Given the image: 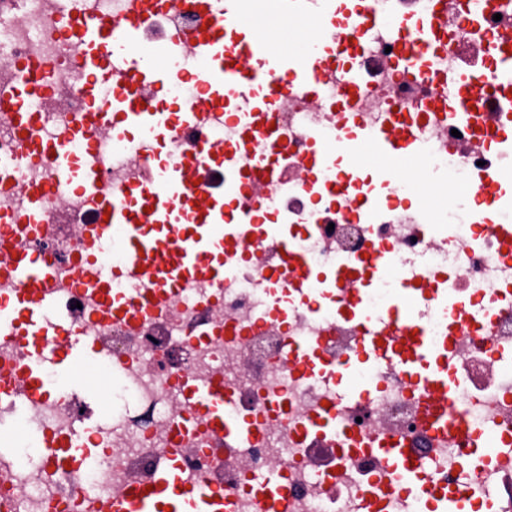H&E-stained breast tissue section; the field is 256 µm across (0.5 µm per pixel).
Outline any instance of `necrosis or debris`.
<instances>
[{
  "label": "necrosis or debris",
  "instance_id": "4bbe7bcc",
  "mask_svg": "<svg viewBox=\"0 0 512 512\" xmlns=\"http://www.w3.org/2000/svg\"><path fill=\"white\" fill-rule=\"evenodd\" d=\"M370 28L335 23L320 27L317 39L328 54L349 40L368 41L355 60L361 73L354 109L361 127L379 126L392 112L415 115L428 111L443 93L440 85L400 81L388 50L393 18L419 14L430 0H366ZM454 26L447 51L439 59L445 70L480 76L487 71L484 33L476 31L463 13L462 0H445ZM32 18V25L12 21L14 11ZM203 19L191 0H171L168 9L150 18L144 46L158 39L182 40L179 63L193 55L191 35ZM82 47L76 35L63 31L60 0H0V57L14 68L0 71V82L23 75L21 65L32 60L51 74L52 108L44 117L45 135L63 139L79 123L88 101L79 86ZM345 90L343 71H331L322 81L320 99L300 92H284L268 114L278 137L272 142L248 144L239 122L214 110L209 120L191 131L172 129L165 159L178 164L193 157L202 179L232 193L236 221L227 225L244 244L242 257L225 256L220 283L188 280L156 299L152 311L134 325L112 320L90 290L77 288L88 250L87 229L97 222L94 199L71 186L51 180L48 168L31 161L15 172L16 182L49 193L41 221L46 236L27 239L53 272V306L48 320L72 321L87 337L105 338L101 369L110 374L112 397L107 423L92 432L94 445L108 447L96 468L74 477L54 476L30 467L19 455L0 458V492L10 499V512H65L66 505L88 507L90 500L120 494L129 481H149L160 462L161 449L179 445V463L187 479L217 477L234 512H280L254 490L262 474L287 476L286 507L281 512H421L419 501L405 498L380 472L368 453L341 457L331 443L304 440L300 422L322 403L336 408V438L354 435L369 439L394 433L428 462L426 479L440 487L466 483L469 498L488 512H512V443L499 447L500 460L477 474L462 471L464 449L452 438H440L421 423V405L409 384L379 362L358 369L373 396L348 403L336 380L343 364L357 349L359 323L343 285L296 278L292 258L307 268L340 274L356 268L363 255L382 248L387 270L365 280L358 291L363 316L386 311L403 283L421 282L417 296L423 310L420 322L427 335L446 340L454 352L460 396L469 419L497 435L512 431V253L503 250L504 231L512 224V208H497L495 217L480 209L483 196L471 187L477 176L512 169V150L468 134L455 137L446 121L433 116L420 125L426 159L431 168L448 170L467 182V194L440 210L393 206L381 211L359 204L356 195L334 194L343 171L336 163L309 172L305 160L312 130L331 141L343 154L349 131L334 110ZM223 141L224 170L215 172L208 148ZM94 150L73 145L79 158L99 169L101 189L116 195L140 183L141 172L154 159L147 136L96 133ZM250 169L275 173L274 183L257 192L246 185ZM124 232L102 231L94 256L96 268L108 275L115 296L135 294L144 283L126 275ZM464 300L476 320L449 324L448 315L428 288ZM321 345L330 365L323 376H302L289 367L294 344ZM191 377L205 384L223 381L232 396L229 414L250 420L257 437L224 447L214 438L209 420L182 400L179 382ZM84 405L61 392L29 409L13 442L37 429L70 434L83 421ZM189 428L175 440L178 420Z\"/></svg>",
  "mask_w": 512,
  "mask_h": 512
}]
</instances>
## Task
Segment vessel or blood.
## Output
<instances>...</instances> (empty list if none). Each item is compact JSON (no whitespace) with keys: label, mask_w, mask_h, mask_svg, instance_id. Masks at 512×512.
Here are the masks:
<instances>
[{"label":"vessel or blood","mask_w":512,"mask_h":512,"mask_svg":"<svg viewBox=\"0 0 512 512\" xmlns=\"http://www.w3.org/2000/svg\"><path fill=\"white\" fill-rule=\"evenodd\" d=\"M66 2L63 18L83 47L80 74L89 103L85 121L71 131L68 140L44 136L39 104L46 96L49 76L34 64L26 66L22 81L0 83V115L7 117L14 132L21 135L20 162L49 160L53 178L70 182L85 192L97 191L100 173L76 159L71 140L92 143L95 131L108 126L123 133L134 130L149 134L160 148L171 127L192 128L217 107L250 130L261 125L273 97L267 94L253 98L247 110H240V94L246 86L273 76L284 88L302 89L316 99L321 94V76L334 67L325 51L303 56L273 46L243 21V0H194L198 12L209 17L210 23L193 38L199 51L198 65L179 73L197 84L199 100L192 110L180 111L144 95L145 89L164 87L179 75L169 65L170 59L179 53L177 43L159 42L152 64L139 52L145 25L156 10L168 6L169 0H136L132 13L105 26L89 21L81 0ZM268 7L276 24L297 23L310 15L311 0H269ZM227 15L235 19L229 30L223 24ZM390 31L402 77L412 82L432 80L445 86L444 96L435 104L436 111L451 123L468 126L476 136L495 142L512 141L511 33L486 34L489 70L480 79L466 72L451 75L437 65V57L448 39L444 0H435L431 12L396 18ZM346 79L348 93L338 101L337 109L344 125L352 129L347 152L351 168L359 170L365 154L376 155V176L380 182H389L395 173L403 172L421 157L420 138L414 133L413 120L407 115H393L373 133L356 129L350 95L359 86L358 71L347 70ZM104 81L112 88L111 106L106 111L98 107L100 84ZM144 180L160 184V192L147 198L140 189L132 188L119 204L108 200L101 204L110 223L123 224L126 229L125 248L131 268L141 269L143 277L159 292L190 278L222 279L223 269L213 264L211 240L221 238L223 250L229 252L242 247L238 238L219 235L218 221L224 215L223 194L199 183L198 167L190 158L174 166L155 161L146 169ZM481 189L484 195L505 199L512 191V171L485 179ZM24 195L23 206L0 215V222L11 226L15 233L14 238L0 239V267L17 284L13 294L0 301V308L18 316V326L7 332L6 338L23 348L28 360L0 373V396L32 405L60 390H73L94 349L75 325L53 323L41 314L51 300L52 271L23 241L46 232L40 222L43 192L28 189ZM81 285L94 290L99 300L111 303L113 318L134 322L140 303L113 301L106 277L87 274ZM415 311L409 291L393 296L387 314L365 321L357 358L369 362L377 356L404 373L421 398L423 426L464 444L465 472L496 463L494 448L479 446L481 434L467 417L447 351L438 350L426 336L414 318ZM289 359L308 375L325 367L321 349L316 345L292 348ZM45 367L56 371L55 382L42 378L41 370ZM180 390L185 401L209 418L218 440L232 445L251 435L249 426L228 414L231 397L222 384L201 385L186 378ZM305 429L311 436L333 437L331 412L315 414L308 419ZM362 445L378 458L383 473L398 489L428 499L436 512H459L465 502L462 486L428 490L426 465L416 449L405 442L381 437L363 440ZM83 448L81 433H74L63 444L50 437L42 458L52 471L77 472L84 468L88 458ZM176 456V449H166L150 485L130 482L122 495L94 501L90 512H231V503L211 481L186 483ZM258 486L265 501L278 505L286 496L281 473L263 476Z\"/></svg>","instance_id":"obj_1"}]
</instances>
